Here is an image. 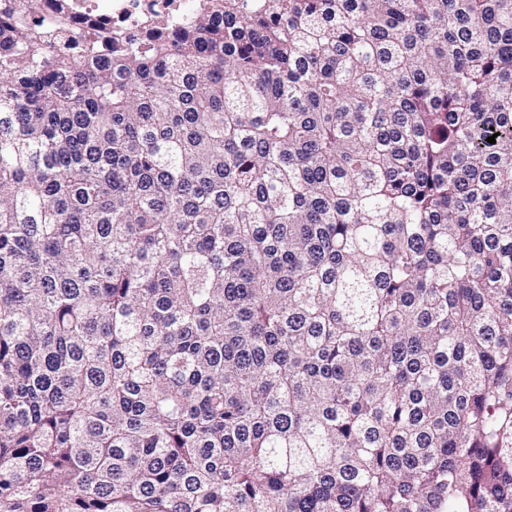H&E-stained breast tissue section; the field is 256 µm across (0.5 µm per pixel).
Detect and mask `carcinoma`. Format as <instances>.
I'll use <instances>...</instances> for the list:
<instances>
[{
    "mask_svg": "<svg viewBox=\"0 0 512 512\" xmlns=\"http://www.w3.org/2000/svg\"><path fill=\"white\" fill-rule=\"evenodd\" d=\"M36 6L0 512H512V0ZM76 22L85 18L112 19V28L125 32L140 28L157 15L190 18L211 0H65Z\"/></svg>",
    "mask_w": 512,
    "mask_h": 512,
    "instance_id": "1",
    "label": "carcinoma"
}]
</instances>
